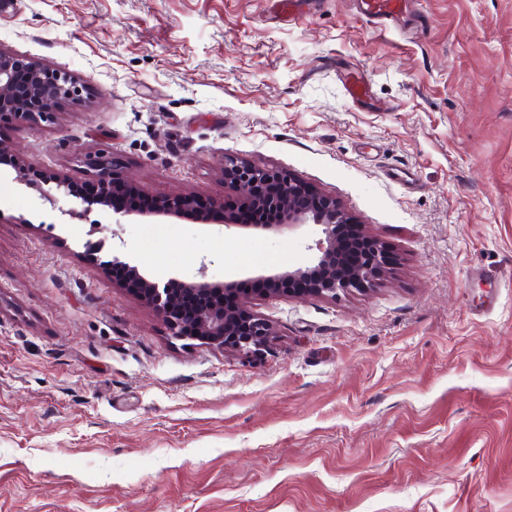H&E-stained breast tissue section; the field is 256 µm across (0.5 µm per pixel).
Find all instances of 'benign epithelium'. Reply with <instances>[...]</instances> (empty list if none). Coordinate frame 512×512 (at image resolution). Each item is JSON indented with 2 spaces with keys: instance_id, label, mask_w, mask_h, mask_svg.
Listing matches in <instances>:
<instances>
[{
  "instance_id": "7a95c632",
  "label": "benign epithelium",
  "mask_w": 512,
  "mask_h": 512,
  "mask_svg": "<svg viewBox=\"0 0 512 512\" xmlns=\"http://www.w3.org/2000/svg\"><path fill=\"white\" fill-rule=\"evenodd\" d=\"M21 70L27 72L22 83L17 80ZM86 97L87 88L68 73L0 48V120L7 118L18 127L37 124L47 120L61 105L78 103ZM109 166L110 162L103 161L94 169L92 184L100 188L99 193L80 195L66 179H55L26 167L12 147L0 144V168H10L29 185L54 179L64 193L87 205L105 207L121 218L239 225L235 210L224 208L218 196L212 197L204 210L198 207L194 196L162 198L160 203L142 211L115 209L111 198L135 194L138 189ZM224 184L240 192L239 207H259L279 216L278 223L261 225V230L293 231L306 224L321 230V238L316 242L318 255L310 265L263 276L268 283L267 294L334 298L340 291L363 289L385 274L387 248L381 241L367 235L356 243L337 240L336 226L350 224L352 220L336 199L320 194L279 169L260 168L229 157L224 158ZM343 254H356L358 258L339 270L336 257ZM106 272L160 316L177 339L248 355L260 351L273 336L270 325L251 311L248 295H240L234 308L224 307V293L230 283L207 279L204 264L190 281L147 278L136 267L117 258L106 266Z\"/></svg>"
}]
</instances>
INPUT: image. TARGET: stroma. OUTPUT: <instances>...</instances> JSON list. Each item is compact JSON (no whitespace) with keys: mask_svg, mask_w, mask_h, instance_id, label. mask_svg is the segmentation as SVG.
<instances>
[{"mask_svg":"<svg viewBox=\"0 0 512 512\" xmlns=\"http://www.w3.org/2000/svg\"><path fill=\"white\" fill-rule=\"evenodd\" d=\"M0 48L90 92L0 126L26 166L82 185L102 155L228 206L225 158L275 167L393 257L253 294L245 356L172 337L105 261L238 282L308 265L318 227L119 224L0 176V512H512V0H0ZM405 0H368L364 2L365 13L376 19H392L401 13Z\"/></svg>","mask_w":512,"mask_h":512,"instance_id":"stroma-1","label":"stroma"}]
</instances>
